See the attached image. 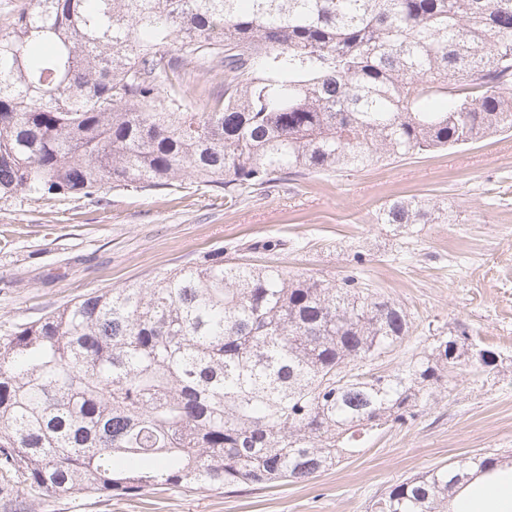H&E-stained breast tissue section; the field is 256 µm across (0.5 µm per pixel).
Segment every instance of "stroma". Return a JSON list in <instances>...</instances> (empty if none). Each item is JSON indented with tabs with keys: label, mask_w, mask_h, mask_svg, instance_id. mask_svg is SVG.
I'll return each mask as SVG.
<instances>
[{
	"label": "stroma",
	"mask_w": 512,
	"mask_h": 512,
	"mask_svg": "<svg viewBox=\"0 0 512 512\" xmlns=\"http://www.w3.org/2000/svg\"><path fill=\"white\" fill-rule=\"evenodd\" d=\"M397 196L430 201L455 221L377 223ZM264 239L282 246L253 252ZM216 251L324 278L352 271L364 254V279L414 322L378 370L419 352L426 337L461 328L496 347L498 365L454 375L450 394L414 421L384 425L359 453L309 481L136 496L33 493L30 512H370L412 475L479 452L512 453V133L357 172L291 177L230 209L188 180L154 194L128 187L91 199H14L0 207V336L83 294L146 282Z\"/></svg>",
	"instance_id": "35a3bbf8"
}]
</instances>
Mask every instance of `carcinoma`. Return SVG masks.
<instances>
[{"instance_id":"carcinoma-1","label":"carcinoma","mask_w":512,"mask_h":512,"mask_svg":"<svg viewBox=\"0 0 512 512\" xmlns=\"http://www.w3.org/2000/svg\"><path fill=\"white\" fill-rule=\"evenodd\" d=\"M203 67L224 92L199 111L182 78ZM509 130L512 0H30L0 34V205L186 179L235 205ZM377 223L448 212L396 197ZM412 326L358 271L220 252L73 299L0 336V499L308 481L422 413L448 372L496 366L461 329L375 371ZM509 465L476 453L372 509L448 512Z\"/></svg>"}]
</instances>
